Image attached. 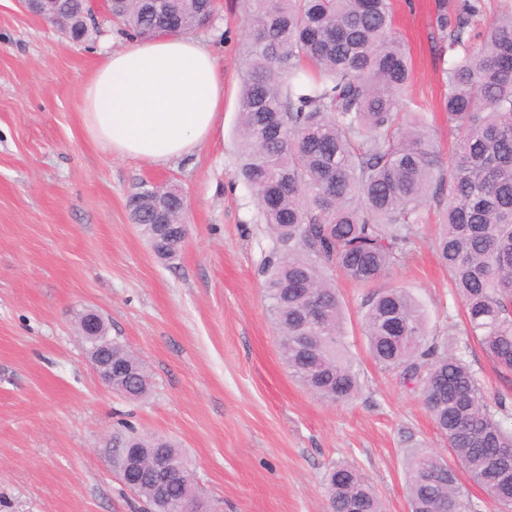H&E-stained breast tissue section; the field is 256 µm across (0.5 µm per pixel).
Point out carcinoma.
<instances>
[{
  "label": "carcinoma",
  "mask_w": 512,
  "mask_h": 512,
  "mask_svg": "<svg viewBox=\"0 0 512 512\" xmlns=\"http://www.w3.org/2000/svg\"><path fill=\"white\" fill-rule=\"evenodd\" d=\"M479 0H463L455 21L440 18L448 60L444 109L456 136L442 161L421 116L406 119L399 94L410 62L393 25L391 0H254L239 112V175L257 202L272 246L262 273L281 355L317 397L342 403L359 381L345 344V318L331 275L341 272L367 294L363 326L373 358L421 392L469 479L512 512V429L497 418L475 374L430 338L415 299L375 288L399 261L430 203L442 207L435 253L448 271L468 332L501 369L512 373V13L492 19L471 45L468 17ZM122 35L145 40L183 36L208 25L207 0H115ZM137 215L155 254L177 250L158 234L156 215L182 223L173 187H139ZM321 303V314L310 310ZM132 368V397L151 385L140 360L119 341L103 343ZM116 448H162L181 469L166 497L144 484L135 494L155 512H203L190 471L169 442L131 433ZM412 512H479L459 472L441 456L412 448L407 459ZM328 499L344 510L383 512L380 498L350 464L331 467Z\"/></svg>",
  "instance_id": "cac0c4a2"
}]
</instances>
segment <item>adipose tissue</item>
I'll return each instance as SVG.
<instances>
[{
	"instance_id": "1",
	"label": "adipose tissue",
	"mask_w": 512,
	"mask_h": 512,
	"mask_svg": "<svg viewBox=\"0 0 512 512\" xmlns=\"http://www.w3.org/2000/svg\"><path fill=\"white\" fill-rule=\"evenodd\" d=\"M224 76L190 36L136 41L105 53L86 85L87 135L118 157L154 164L192 155L215 131Z\"/></svg>"
}]
</instances>
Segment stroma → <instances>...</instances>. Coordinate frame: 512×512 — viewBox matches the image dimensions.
<instances>
[{"label":"stroma","mask_w":512,"mask_h":512,"mask_svg":"<svg viewBox=\"0 0 512 512\" xmlns=\"http://www.w3.org/2000/svg\"><path fill=\"white\" fill-rule=\"evenodd\" d=\"M461 0H394L410 54L405 90L448 148L437 18ZM250 0H217L195 31L224 74L214 136L164 165L117 158L87 137L82 101L103 44L128 40L106 15L83 43L0 0V512H143L114 468L113 437L132 426L188 459L211 512H326L327 473L356 466L385 512H408L407 452L457 459L419 392L371 357L365 290L335 274L359 391L313 396L289 372L260 272L271 245L238 177L240 89ZM144 183L187 197L188 239L172 262L151 251L126 202ZM435 219L383 279L415 297L437 343L470 365L512 426V374L466 334L463 304L436 261ZM102 315L147 367L148 393L108 390L85 355L81 314Z\"/></svg>","instance_id":"stroma-1"}]
</instances>
